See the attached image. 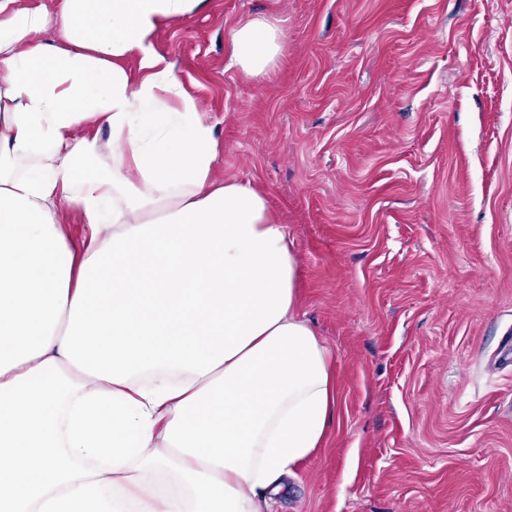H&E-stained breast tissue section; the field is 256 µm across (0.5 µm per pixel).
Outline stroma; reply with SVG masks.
<instances>
[{
    "instance_id": "obj_1",
    "label": "stroma",
    "mask_w": 512,
    "mask_h": 512,
    "mask_svg": "<svg viewBox=\"0 0 512 512\" xmlns=\"http://www.w3.org/2000/svg\"><path fill=\"white\" fill-rule=\"evenodd\" d=\"M250 17L287 37L263 78L230 65ZM154 44L335 357L341 423L275 512H512V0H207Z\"/></svg>"
}]
</instances>
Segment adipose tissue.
Returning <instances> with one entry per match:
<instances>
[{"instance_id":"adipose-tissue-1","label":"adipose tissue","mask_w":512,"mask_h":512,"mask_svg":"<svg viewBox=\"0 0 512 512\" xmlns=\"http://www.w3.org/2000/svg\"><path fill=\"white\" fill-rule=\"evenodd\" d=\"M204 3L0 0V512H272L334 422L288 228L212 181L215 127L154 47ZM282 49L230 33L251 77ZM61 227L74 251L80 250L87 232L81 212L75 209L67 210L62 219Z\"/></svg>"}]
</instances>
